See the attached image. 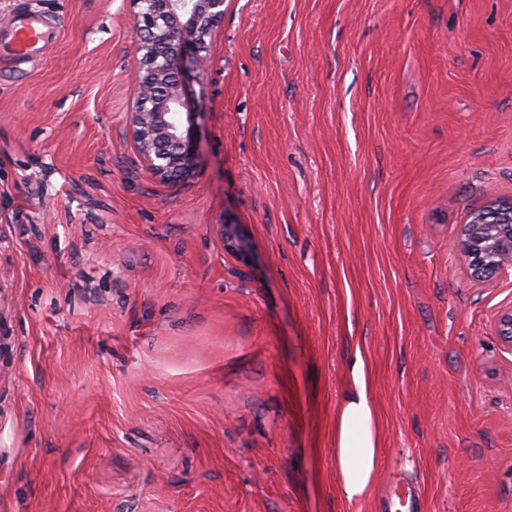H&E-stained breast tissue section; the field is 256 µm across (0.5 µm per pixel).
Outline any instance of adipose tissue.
Returning a JSON list of instances; mask_svg holds the SVG:
<instances>
[{
	"label": "adipose tissue",
	"mask_w": 512,
	"mask_h": 512,
	"mask_svg": "<svg viewBox=\"0 0 512 512\" xmlns=\"http://www.w3.org/2000/svg\"><path fill=\"white\" fill-rule=\"evenodd\" d=\"M352 389L336 415L334 457L340 490L347 501L369 493L381 465V435L362 359L351 367Z\"/></svg>",
	"instance_id": "obj_1"
}]
</instances>
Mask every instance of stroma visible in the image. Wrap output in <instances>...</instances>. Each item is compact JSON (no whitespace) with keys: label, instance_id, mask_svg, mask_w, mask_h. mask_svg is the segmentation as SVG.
Masks as SVG:
<instances>
[{"label":"stroma","instance_id":"obj_1","mask_svg":"<svg viewBox=\"0 0 512 512\" xmlns=\"http://www.w3.org/2000/svg\"><path fill=\"white\" fill-rule=\"evenodd\" d=\"M0 512H512V0H225L193 178L124 136L129 0H0ZM243 225L250 266L218 226ZM382 466L332 450L355 357ZM54 39L53 32L36 17L18 18L8 41L1 45L0 56L28 58L47 51ZM492 218V219H490ZM464 245L477 278L512 268V201L472 213L463 229Z\"/></svg>","mask_w":512,"mask_h":512}]
</instances>
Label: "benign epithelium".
<instances>
[{"mask_svg": "<svg viewBox=\"0 0 512 512\" xmlns=\"http://www.w3.org/2000/svg\"><path fill=\"white\" fill-rule=\"evenodd\" d=\"M138 40L133 74L136 98L125 137L140 156L147 175L161 182L192 177L198 143L185 79L208 66L205 37L224 18V0H130ZM224 250L250 262L244 230L222 224ZM464 245L477 278L512 268V201L472 213L463 229ZM499 336L512 349V307L499 317Z\"/></svg>", "mask_w": 512, "mask_h": 512, "instance_id": "7a95c632", "label": "benign epithelium"}]
</instances>
